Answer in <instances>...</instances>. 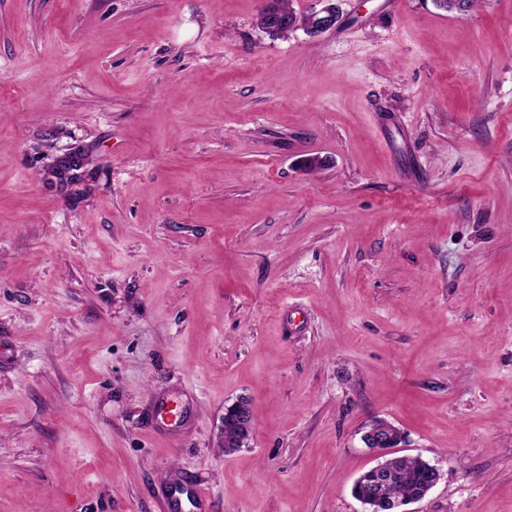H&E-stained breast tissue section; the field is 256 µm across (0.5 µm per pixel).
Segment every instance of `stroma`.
Listing matches in <instances>:
<instances>
[{
	"instance_id": "35a3bbf8",
	"label": "stroma",
	"mask_w": 512,
	"mask_h": 512,
	"mask_svg": "<svg viewBox=\"0 0 512 512\" xmlns=\"http://www.w3.org/2000/svg\"><path fill=\"white\" fill-rule=\"evenodd\" d=\"M262 7L0 0V512H362L376 419L442 472L414 512H512V0ZM281 12L288 16L295 12L289 5L288 0H277ZM276 0H265L263 11L258 18L260 26H264L267 18V32H273L283 26H287L293 31L302 30L309 37H318L327 32L335 30L340 15V8L335 0H317L321 5L319 9H314L304 15H293L282 20V15L278 9ZM236 420H245L246 427L251 430L252 417L250 409L246 404L241 402L235 403L226 409L224 414V427H223V447L225 453L236 451L244 446L245 440L238 438L234 434V422ZM235 443V444H233ZM232 447V448H229ZM185 502L195 512H209L208 495L197 484L181 478H170L162 493L163 512H183Z\"/></svg>"
}]
</instances>
